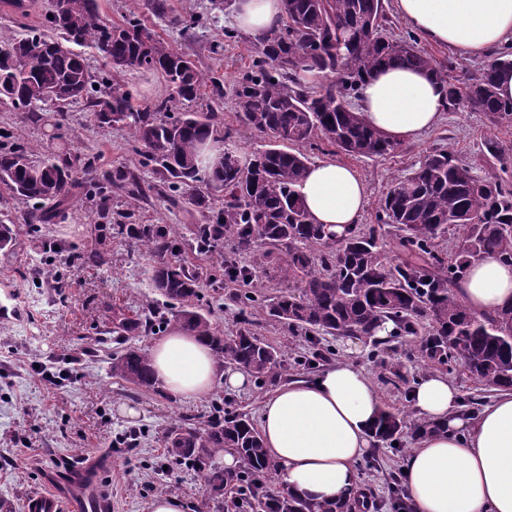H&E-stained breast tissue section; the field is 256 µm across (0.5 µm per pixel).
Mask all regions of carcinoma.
I'll use <instances>...</instances> for the list:
<instances>
[{
  "label": "carcinoma",
  "instance_id": "obj_1",
  "mask_svg": "<svg viewBox=\"0 0 512 512\" xmlns=\"http://www.w3.org/2000/svg\"><path fill=\"white\" fill-rule=\"evenodd\" d=\"M280 27L255 44L256 58L233 88L237 112L252 129L278 145L251 154L246 161L224 165L216 155L202 163L207 142L227 141L223 131L224 80L205 77L197 63L157 37L141 20L114 25L99 11L97 0H50L45 27L0 42V100L21 111V121L38 123L40 110L59 112L82 104L96 128H126L140 164L151 168L156 183L144 186L137 172L125 166L98 172L96 157L45 154L0 128V197L18 196L30 204L27 223L47 224L71 196L80 177L106 202L112 193L143 201L153 189L176 204L183 197L210 210L208 222L191 230L190 245L209 253L230 238L252 254V263L224 262V274L247 289L234 296L241 305L240 327L226 336L196 309L199 276L177 259L182 242L164 224H127L116 214L109 237L131 234L157 257L152 286L166 302L180 305L173 318L157 309L136 317L119 313L112 333L117 341L148 336L154 328L174 325L204 339L219 361L242 366L262 382L276 381L284 354L252 332L249 310L258 306L249 287L266 266L277 264L280 278L295 284L268 307L271 320L303 333L313 346L311 363L324 358L319 336L375 335L383 324L394 325L390 337L416 336L423 319L430 331L419 344L423 359L446 365L453 361L475 380L494 390L512 388V306L487 315L470 312L454 292L476 263L494 257L512 261V186L497 177H478L447 152L424 156L419 167L391 182L379 221L403 232L402 245L431 257L429 268L389 265L381 255L376 230L340 240L310 221L296 186L303 180L308 158L300 147L321 137L353 157H385L400 143L370 127L352 104L362 76L399 65L432 70L446 87L448 107L460 102L495 122H512V102L496 92V72L512 67V52L492 58L460 88L449 78L453 63L440 66L406 39L388 36L383 0H282ZM79 47L96 50L105 60L94 74ZM146 68L165 77L172 95L150 106L134 104L120 83L128 68ZM330 79L318 89L301 84L300 75ZM208 91L204 112H175L172 102L192 103ZM205 184L224 197L214 209ZM463 228V239L449 257L434 252V241L448 227ZM14 224L0 220V251L15 246ZM112 374L148 390L155 389L150 357L128 347L112 358ZM438 426L410 412L384 409L374 426L381 443H403L405 435H427ZM170 454L201 474L208 502L224 508V493L242 489L244 512H351L346 500L310 501L285 489L271 491L266 481L277 465L267 454L261 435L248 415L216 407L207 424L183 419L169 437ZM231 451L238 468L218 466ZM390 506L406 512L400 479L389 489Z\"/></svg>",
  "mask_w": 512,
  "mask_h": 512
}]
</instances>
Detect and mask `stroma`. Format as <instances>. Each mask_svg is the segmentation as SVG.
<instances>
[{"label": "stroma", "mask_w": 512, "mask_h": 512, "mask_svg": "<svg viewBox=\"0 0 512 512\" xmlns=\"http://www.w3.org/2000/svg\"><path fill=\"white\" fill-rule=\"evenodd\" d=\"M101 13L118 24L129 15L142 18L156 36L179 52L190 55L207 74L224 79L232 90L248 71L254 58L253 40L239 35L224 42V31L233 27V12L225 10L218 22L191 32L172 24L173 15L186 8L201 10L205 0H167L169 13L155 15L151 0H98ZM120 81L146 106L169 97L171 89L160 72L129 69ZM60 128L21 124L11 104L0 103V127H21L25 142L43 151L96 156L98 167L108 170L123 165L137 168L130 135L120 126L91 127L81 105L67 106ZM512 143V122L496 123L480 112L459 107L448 109L441 122L417 141L402 143L397 153L384 158L352 157L322 139L303 145L310 161L336 159L353 167L367 185V204L358 231L377 227L384 254L391 263L409 257L400 244V232L379 224L387 188L394 178L409 174L425 154L434 150L450 152L458 162L479 176H497L512 183V161L500 165L487 152V141ZM29 205L19 199L0 205L10 215L17 244L11 253L0 252V304L9 307L0 317V512H24V502L42 491L50 476L61 473L65 461L79 457L107 456L101 478L112 493V512H149V503L160 493L178 496L184 512H208L203 482L193 470L170 464L166 437L181 418H193L204 425L213 403L225 411L244 412L257 417L272 383L250 380L241 390L215 387L201 400L171 398L164 391L141 390L113 376L111 358L117 349L110 330L115 312L143 313L163 298L150 286L154 257L134 239H113L103 265L83 264L80 253L98 248L106 221L104 212L127 208L124 196H113L108 207L85 190H76L54 223L31 228L26 223ZM135 224H164L173 233L190 239L194 225L205 223L206 213L189 204L173 205L166 198L150 194L132 217ZM182 262L195 269L203 283L198 309L210 316L225 335L239 328V306L234 300L242 289L229 280L210 255L184 248ZM63 276L62 287L41 280L46 265ZM256 291L262 308L252 314L256 336L283 350L282 381L311 377L302 361L311 352L308 339L287 325L269 320L264 306L287 287L274 270L261 275ZM322 347L333 349L337 361H349L364 369L376 385L384 407L398 411L409 406L408 394L424 374L441 371L458 387L463 400L475 407L495 397L471 378L459 365L439 368L423 361L417 339L400 336L384 349H375L365 338L326 336ZM403 380L385 383L390 371ZM135 408L128 417L126 408ZM403 450L381 444L358 464L361 489L372 502V512H393L387 500V484L399 474Z\"/></svg>", "instance_id": "obj_1"}]
</instances>
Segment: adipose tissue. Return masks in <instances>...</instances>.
<instances>
[{"label": "adipose tissue", "instance_id": "obj_1", "mask_svg": "<svg viewBox=\"0 0 512 512\" xmlns=\"http://www.w3.org/2000/svg\"><path fill=\"white\" fill-rule=\"evenodd\" d=\"M393 8L427 42L464 59H485L512 44V0H393ZM281 19L280 0H237L235 23L253 39ZM446 104L432 71L397 66L366 75L358 97L363 119L401 142L438 125ZM297 191L312 221L336 235L362 220L367 187L344 163H311ZM456 294L478 314L512 305V264L482 261ZM150 357L157 381L175 397L201 399L216 384L241 389L248 383L244 372L220 371L205 341L177 327L155 341ZM409 400L418 418L440 427L402 459L411 512H512V390L473 413L447 377L429 373L412 387ZM381 410L371 378L349 362L278 386L263 402L259 420L263 445L278 465L279 486L311 500H355L357 464L377 444L372 427Z\"/></svg>", "mask_w": 512, "mask_h": 512}]
</instances>
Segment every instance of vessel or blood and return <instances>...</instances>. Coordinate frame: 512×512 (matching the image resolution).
Instances as JSON below:
<instances>
[{
  "label": "vessel or blood",
  "mask_w": 512,
  "mask_h": 512,
  "mask_svg": "<svg viewBox=\"0 0 512 512\" xmlns=\"http://www.w3.org/2000/svg\"><path fill=\"white\" fill-rule=\"evenodd\" d=\"M69 502L77 512H112V499L99 482L94 461H72L64 482L30 496L25 512H65Z\"/></svg>",
  "instance_id": "1"
}]
</instances>
